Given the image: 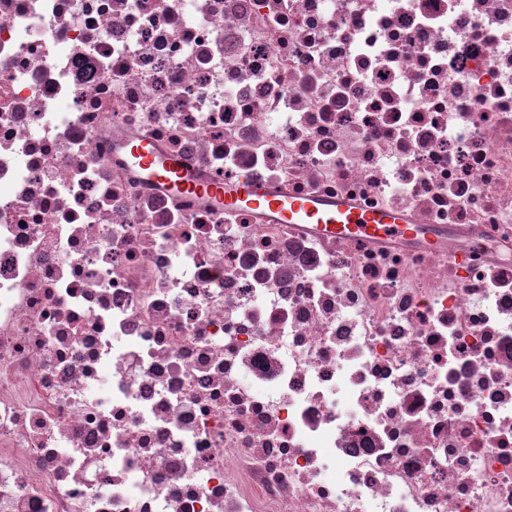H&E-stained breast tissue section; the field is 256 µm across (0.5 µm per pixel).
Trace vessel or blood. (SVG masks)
Here are the masks:
<instances>
[{
  "mask_svg": "<svg viewBox=\"0 0 512 512\" xmlns=\"http://www.w3.org/2000/svg\"><path fill=\"white\" fill-rule=\"evenodd\" d=\"M124 159L161 196L192 199L227 217L251 211L262 223L301 226L325 239L369 243L406 239L430 248L443 244L439 231L415 223L412 215L401 209L365 210L346 197L276 191L268 183L245 175L203 179L179 155L157 151L146 138L127 143Z\"/></svg>",
  "mask_w": 512,
  "mask_h": 512,
  "instance_id": "vessel-or-blood-1",
  "label": "vessel or blood"
}]
</instances>
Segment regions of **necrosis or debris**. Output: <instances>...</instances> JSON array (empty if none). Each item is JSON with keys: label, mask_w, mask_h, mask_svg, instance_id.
<instances>
[{"label": "necrosis or debris", "mask_w": 512, "mask_h": 512, "mask_svg": "<svg viewBox=\"0 0 512 512\" xmlns=\"http://www.w3.org/2000/svg\"><path fill=\"white\" fill-rule=\"evenodd\" d=\"M0 512H512V0H0ZM125 146L126 165L161 196L196 200L224 214V218L251 211L263 224L297 225L325 239L351 238L369 243L406 239L429 248L443 244L439 231L416 224L406 210H364L346 197L275 191L268 183L245 175L205 180L179 155L157 151L148 138Z\"/></svg>", "instance_id": "1"}]
</instances>
